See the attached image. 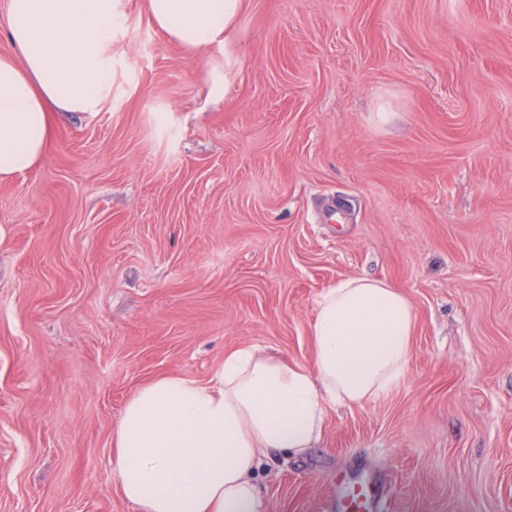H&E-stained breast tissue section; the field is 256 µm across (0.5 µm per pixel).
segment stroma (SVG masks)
Returning <instances> with one entry per match:
<instances>
[{
	"mask_svg": "<svg viewBox=\"0 0 512 512\" xmlns=\"http://www.w3.org/2000/svg\"><path fill=\"white\" fill-rule=\"evenodd\" d=\"M124 8L111 103L0 182V512H136L110 463L136 386L237 347L310 363L349 276L413 300V357L262 464L268 512L357 484L512 512V0H249L199 52Z\"/></svg>",
	"mask_w": 512,
	"mask_h": 512,
	"instance_id": "35a3bbf8",
	"label": "stroma"
}]
</instances>
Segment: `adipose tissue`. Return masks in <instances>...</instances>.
Listing matches in <instances>:
<instances>
[{"instance_id": "adipose-tissue-1", "label": "adipose tissue", "mask_w": 512, "mask_h": 512, "mask_svg": "<svg viewBox=\"0 0 512 512\" xmlns=\"http://www.w3.org/2000/svg\"><path fill=\"white\" fill-rule=\"evenodd\" d=\"M173 43L228 40L248 0H146ZM122 0H7L0 55V180L38 169L62 112L112 98V38ZM417 312L385 279L346 277L316 302L310 364L237 348L205 381L166 373L138 385L112 430V472L138 512H267L256 473L323 439L328 407L391 391L413 354Z\"/></svg>"}]
</instances>
